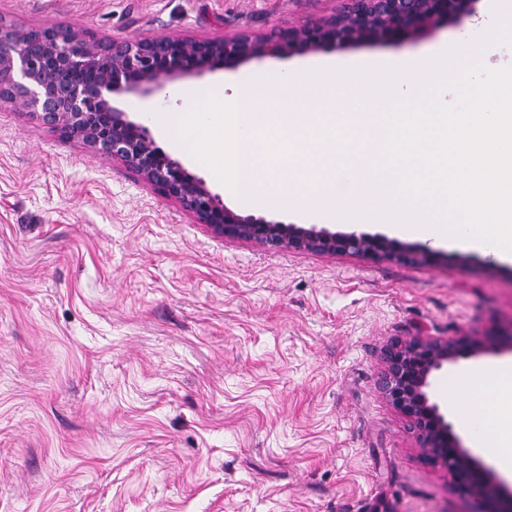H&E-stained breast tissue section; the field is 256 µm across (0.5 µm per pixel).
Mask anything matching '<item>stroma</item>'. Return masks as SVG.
<instances>
[{
	"label": "stroma",
	"instance_id": "stroma-1",
	"mask_svg": "<svg viewBox=\"0 0 512 512\" xmlns=\"http://www.w3.org/2000/svg\"><path fill=\"white\" fill-rule=\"evenodd\" d=\"M344 0H0V20L115 40L265 34ZM253 60L113 104L134 122L283 62L427 56L475 38ZM407 256L216 235L107 155L0 107V512H482L385 396L396 342L512 358V263L407 237Z\"/></svg>",
	"mask_w": 512,
	"mask_h": 512
}]
</instances>
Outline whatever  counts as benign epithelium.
<instances>
[{
  "label": "benign epithelium",
  "instance_id": "7a95c632",
  "mask_svg": "<svg viewBox=\"0 0 512 512\" xmlns=\"http://www.w3.org/2000/svg\"><path fill=\"white\" fill-rule=\"evenodd\" d=\"M472 5L473 0H345L344 9L335 15L300 28L202 40L163 37L131 42L96 39L67 27H0V104L32 114L62 139H77L122 162L222 237H245L274 248L401 255L402 245L380 236L336 234L236 215L203 180L162 152L146 126L112 106L110 96H149L169 79L216 65L235 69L252 60L291 53L417 40L443 22L469 16ZM485 349L483 341L459 336L444 343L397 342L384 354L385 395L413 421L424 447L476 494L491 490V476L474 466L452 423L430 401L425 388L431 373L443 364L465 351L475 354Z\"/></svg>",
  "mask_w": 512,
  "mask_h": 512
}]
</instances>
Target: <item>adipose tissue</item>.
<instances>
[{
    "label": "adipose tissue",
    "mask_w": 512,
    "mask_h": 512,
    "mask_svg": "<svg viewBox=\"0 0 512 512\" xmlns=\"http://www.w3.org/2000/svg\"><path fill=\"white\" fill-rule=\"evenodd\" d=\"M464 389L470 398L463 403L458 394ZM448 399L474 447L492 449L497 466L512 476V361L454 377Z\"/></svg>",
    "instance_id": "adipose-tissue-1"
}]
</instances>
